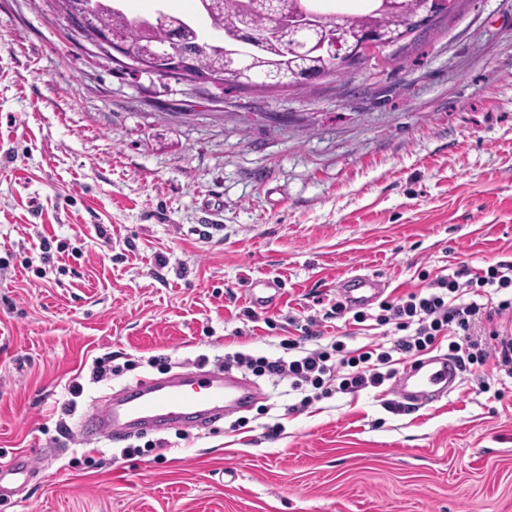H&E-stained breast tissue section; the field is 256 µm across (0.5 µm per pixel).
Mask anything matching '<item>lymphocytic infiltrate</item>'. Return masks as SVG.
<instances>
[{
	"label": "lymphocytic infiltrate",
	"instance_id": "lymphocytic-infiltrate-1",
	"mask_svg": "<svg viewBox=\"0 0 512 512\" xmlns=\"http://www.w3.org/2000/svg\"><path fill=\"white\" fill-rule=\"evenodd\" d=\"M509 288L512 262L502 261L463 281L455 275L439 276L425 289L383 299L372 317L362 310H350L339 300L331 305L330 318L354 326L374 319L377 326L385 328L388 343L350 350L337 340L307 350L296 340L285 339L280 343L283 356L237 352L225 355L224 365L287 382L292 391L301 394L304 407L334 391L356 393L382 387L395 378L403 360L422 356L443 341L461 370L491 364L512 378V335L497 323L512 310V298L501 296Z\"/></svg>",
	"mask_w": 512,
	"mask_h": 512
}]
</instances>
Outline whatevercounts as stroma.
<instances>
[{
  "label": "stroma",
  "instance_id": "35a3bbf8",
  "mask_svg": "<svg viewBox=\"0 0 512 512\" xmlns=\"http://www.w3.org/2000/svg\"><path fill=\"white\" fill-rule=\"evenodd\" d=\"M49 2L0 0V466L34 462L0 512H512V378L480 392L488 365L406 414L381 387L302 409L264 376L242 427L74 432L139 378L281 356L311 318L382 342L324 320L342 273L397 297L512 262V0H459L303 91L125 73ZM259 278L281 301L254 322Z\"/></svg>",
  "mask_w": 512,
  "mask_h": 512
}]
</instances>
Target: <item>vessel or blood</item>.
<instances>
[{
    "label": "vessel or blood",
    "mask_w": 512,
    "mask_h": 512,
    "mask_svg": "<svg viewBox=\"0 0 512 512\" xmlns=\"http://www.w3.org/2000/svg\"><path fill=\"white\" fill-rule=\"evenodd\" d=\"M337 288L354 309L376 302L386 286L376 276L346 273ZM276 280L256 279L248 288L250 303L258 309L279 302ZM461 383V371L448 356L434 355L405 362L396 375L394 392L407 407L420 409L448 397ZM260 395L258 386L246 377L224 370L181 371L163 378H144L121 393L110 396L79 421L76 434L85 441L123 439L131 429L162 430L172 426H205L224 416L248 408ZM28 454L21 453L0 466V492L6 482L26 481L33 472Z\"/></svg>",
    "instance_id": "vessel-or-blood-1"
}]
</instances>
